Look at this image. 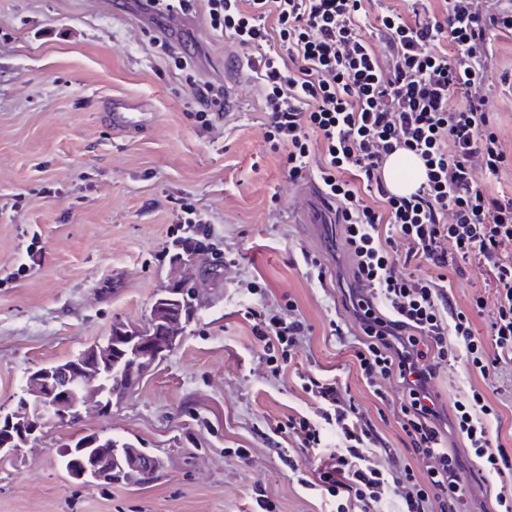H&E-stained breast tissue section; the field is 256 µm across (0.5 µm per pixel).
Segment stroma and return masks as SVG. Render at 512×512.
Instances as JSON below:
<instances>
[{"mask_svg": "<svg viewBox=\"0 0 512 512\" xmlns=\"http://www.w3.org/2000/svg\"><path fill=\"white\" fill-rule=\"evenodd\" d=\"M369 16L391 8L412 22L445 21L448 0H364ZM168 18L140 0H0V410H11L29 370L62 363L117 322H144L172 265L163 253L181 201L194 204L237 264L222 266L204 288L201 308L179 344L135 391L82 430L125 439L161 457L165 471L146 487L74 482L57 450L73 427L48 423L18 460L0 462V512H258L262 485L279 512H329L280 462L264 435L274 432L301 469L315 457L277 423L310 414L315 401L301 375L336 379L375 424L384 443L373 451L381 471L405 453L408 439L390 407L400 390L374 399L354 364L361 331L339 341L330 321L344 315L343 283L353 261L340 226L303 221L299 183L289 179L286 149L266 138L260 87L228 77L224 59L245 57L215 34L203 14L184 16L167 42ZM488 111L512 156V35L489 34ZM189 63L179 70L178 59ZM224 83L231 115H197L194 84ZM146 102L155 119L134 138L115 136L104 102ZM324 266L310 275L303 253ZM484 264L449 272L450 300L476 335L488 334L491 298ZM262 290L250 293V281ZM294 304L310 326L282 376L244 319L245 310ZM445 413L472 391L495 408L486 419L493 444L512 457V366L482 377L459 355L433 382ZM472 512L499 487L460 448Z\"/></svg>", "mask_w": 512, "mask_h": 512, "instance_id": "obj_1", "label": "stroma"}]
</instances>
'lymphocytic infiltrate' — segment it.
Listing matches in <instances>:
<instances>
[{
    "mask_svg": "<svg viewBox=\"0 0 512 512\" xmlns=\"http://www.w3.org/2000/svg\"><path fill=\"white\" fill-rule=\"evenodd\" d=\"M157 15L203 13L211 29L250 52V72L262 90L267 138L286 146L292 180L315 171L325 197L335 204L336 223L354 261L346 311L363 336L355 351L362 378L377 399L382 379L402 389L398 422L409 438V458H395L390 473L376 469L365 451L382 444L376 428L337 382L307 378L304 390L317 402L314 415L289 416L284 428L301 447L322 451L323 426L337 427L340 453L309 476L306 490L334 504L336 512H377L388 496L400 512H469L460 464L438 425L432 384L454 354L449 339L466 350L471 365L487 376L512 364V197H493L480 180L512 168L491 125L485 76L492 52L489 28L512 32V0H448V16L408 24L393 10L375 24L385 42L377 53L359 32L362 0H149ZM448 41L449 51L439 48ZM322 159L310 166L313 140ZM400 151L418 156L425 178L414 192L389 190L385 167ZM377 193L379 207L363 199ZM183 247L212 252L217 264L234 263L215 248L209 224L182 206ZM426 260L436 277L410 273ZM478 260L490 265L489 335L476 336L469 316L454 310L448 268ZM252 333L281 365L310 330L295 308L282 313L248 310ZM492 408L480 392L458 403L454 427L466 438L482 471L502 483L498 512H512V459L493 447L482 422ZM423 465L415 475V465Z\"/></svg>",
    "mask_w": 512,
    "mask_h": 512,
    "instance_id": "obj_1",
    "label": "lymphocytic infiltrate"
}]
</instances>
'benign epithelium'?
Returning a JSON list of instances; mask_svg holds the SVG:
<instances>
[{
	"label": "benign epithelium",
	"mask_w": 512,
	"mask_h": 512,
	"mask_svg": "<svg viewBox=\"0 0 512 512\" xmlns=\"http://www.w3.org/2000/svg\"><path fill=\"white\" fill-rule=\"evenodd\" d=\"M187 285L193 295H199L200 277L196 264L177 261L167 288L156 295L153 303L175 301V296ZM186 327L179 313L163 319L160 326L151 321L144 324L118 322L112 325L110 335L104 341L89 347L85 364H55L30 371L21 407L0 413V419L8 427L17 428L21 437L18 444L12 438L0 440V459L17 458L23 447L37 442L41 433L40 421L46 417L67 426L79 424L86 413L107 411L105 404L112 405L129 395L165 359L180 342ZM110 363L118 380V384L111 388L104 385L101 377L102 367ZM129 466L138 475L136 484L148 486L156 481L164 462L147 452L139 460L133 458L123 462L120 469ZM73 474L80 479L92 476L112 481V471L107 469L103 455L90 463L77 464Z\"/></svg>",
	"instance_id": "obj_1"
}]
</instances>
